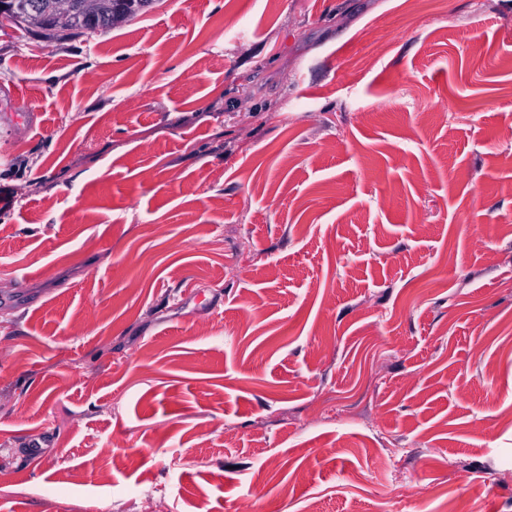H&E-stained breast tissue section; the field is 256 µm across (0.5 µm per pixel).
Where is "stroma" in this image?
I'll return each instance as SVG.
<instances>
[{
  "label": "stroma",
  "mask_w": 512,
  "mask_h": 512,
  "mask_svg": "<svg viewBox=\"0 0 512 512\" xmlns=\"http://www.w3.org/2000/svg\"><path fill=\"white\" fill-rule=\"evenodd\" d=\"M0 187V512H512V0L0 29Z\"/></svg>",
  "instance_id": "35a3bbf8"
}]
</instances>
